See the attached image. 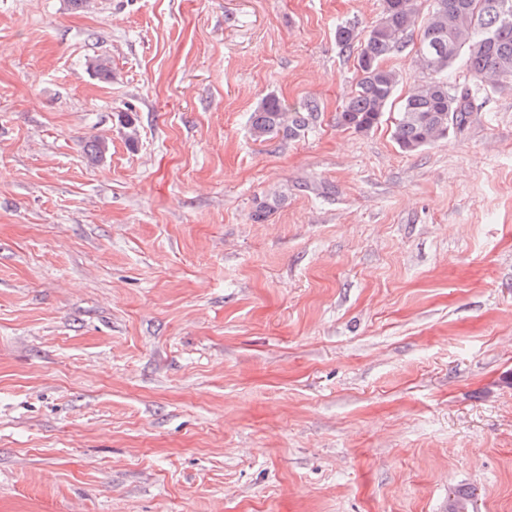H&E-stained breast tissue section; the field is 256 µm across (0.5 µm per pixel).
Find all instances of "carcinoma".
<instances>
[{
  "label": "carcinoma",
  "instance_id": "carcinoma-1",
  "mask_svg": "<svg viewBox=\"0 0 512 512\" xmlns=\"http://www.w3.org/2000/svg\"><path fill=\"white\" fill-rule=\"evenodd\" d=\"M417 26L421 28L419 62L426 76L402 100L393 129L394 140L405 153L423 150L446 137L450 127L468 121L470 92L458 95L448 85V70L463 50H468L466 69L474 91L512 86V0H431L423 17L418 0H381L379 16L362 39L348 26L336 30L342 48L358 42L359 79L338 112L340 126L364 133L383 121L399 82L384 60L406 46V38ZM90 69L102 81H112L109 58L95 57ZM315 110L308 102L295 112H286L277 97L267 96L252 112L251 133L257 139L295 138L306 129ZM280 203L278 196L261 199L254 219H264Z\"/></svg>",
  "mask_w": 512,
  "mask_h": 512
}]
</instances>
